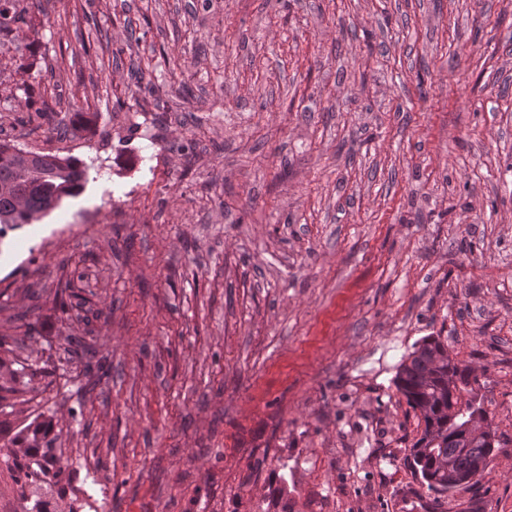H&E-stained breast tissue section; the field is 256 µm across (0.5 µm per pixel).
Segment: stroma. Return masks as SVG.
<instances>
[{
  "mask_svg": "<svg viewBox=\"0 0 512 512\" xmlns=\"http://www.w3.org/2000/svg\"><path fill=\"white\" fill-rule=\"evenodd\" d=\"M0 139L90 167L0 235V337L39 363L57 512H512V0H24ZM70 290L79 306L61 311ZM501 442L405 463L429 335Z\"/></svg>",
  "mask_w": 512,
  "mask_h": 512,
  "instance_id": "stroma-1",
  "label": "stroma"
}]
</instances>
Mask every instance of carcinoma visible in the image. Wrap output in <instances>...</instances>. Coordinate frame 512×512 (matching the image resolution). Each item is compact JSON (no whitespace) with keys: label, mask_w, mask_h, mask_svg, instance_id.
<instances>
[{"label":"carcinoma","mask_w":512,"mask_h":512,"mask_svg":"<svg viewBox=\"0 0 512 512\" xmlns=\"http://www.w3.org/2000/svg\"><path fill=\"white\" fill-rule=\"evenodd\" d=\"M18 0H0V26L26 23L17 9ZM88 181V167L72 156L29 152L0 142V225L28 224L66 198L79 193ZM447 345L438 336H426L403 357L395 386L415 412L423 429L406 457L407 464L427 490L444 496L466 488L477 470L487 472L495 450V433L473 436L463 429L472 403L462 401L471 384V371L444 358ZM0 357V371L7 372L12 385L0 386V402L9 395L29 389L34 370ZM50 423L32 420L0 446V465L5 466L20 488V498L33 502L26 512H49L42 496L60 492L65 476L61 459L50 451ZM267 512L288 509V485L270 490Z\"/></svg>","instance_id":"cac0c4a2"}]
</instances>
